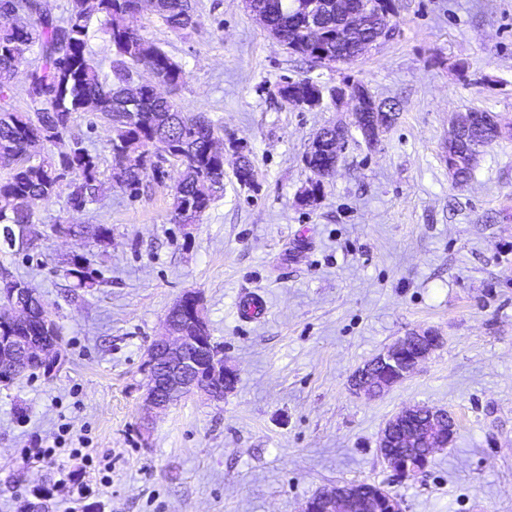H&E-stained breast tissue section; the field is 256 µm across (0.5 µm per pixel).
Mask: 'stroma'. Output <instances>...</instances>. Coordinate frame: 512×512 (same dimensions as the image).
<instances>
[{"instance_id": "35a3bbf8", "label": "stroma", "mask_w": 512, "mask_h": 512, "mask_svg": "<svg viewBox=\"0 0 512 512\" xmlns=\"http://www.w3.org/2000/svg\"><path fill=\"white\" fill-rule=\"evenodd\" d=\"M195 7L200 24L184 33L149 10L131 23L182 65L175 99L224 140V190L200 222L172 219L176 161L137 194L110 186L111 131L76 112L70 134L98 156L104 196L80 210L63 193L36 202L34 248L0 250L62 332L51 376L0 388V512L28 501L65 512L70 485L27 458L60 436L112 461L109 486L77 512H301L323 488L359 482L402 512H512V0H391L393 35L333 66L288 51L243 0ZM304 78L363 82L397 114L375 147L352 134L313 202L304 154L322 126L352 117L328 99L281 100V82ZM469 110L492 113L505 136L459 182L449 117ZM237 142L249 188L234 174ZM59 223L107 225L112 244L58 237ZM71 254L95 288L72 291ZM187 291L238 381L223 400L195 393L147 423L146 353ZM247 294L263 302L251 319ZM413 330L441 346L383 395L355 393V372ZM413 405L447 410L457 433L403 480L378 439Z\"/></svg>"}]
</instances>
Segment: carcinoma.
<instances>
[{
  "mask_svg": "<svg viewBox=\"0 0 512 512\" xmlns=\"http://www.w3.org/2000/svg\"><path fill=\"white\" fill-rule=\"evenodd\" d=\"M13 0H0V163L9 167L0 179V242L19 224L34 223L32 202L46 200L68 187V201L82 208L104 193L98 178V157L80 138L69 150L53 158L43 153L45 145L62 141L70 132L72 113L89 110L111 128L112 185L137 189L148 171L157 172L173 158L180 171L174 183L173 221L182 224L199 219L224 190V182L212 179L220 168L211 153L217 127L203 112H187L170 95L139 86L132 70L151 68L165 85L175 90L184 83L183 68L157 43L127 23L129 0H69L66 14L54 16L43 0H18L31 15L25 28L13 26L7 17ZM154 14L168 29L182 32L199 24L193 0H153ZM304 0H248L251 11L266 15L271 30L291 46L292 52L307 39L320 43L328 57L338 63L357 58V42L336 36V8L323 10L317 26H300ZM108 36L113 59L109 78L95 60L92 40L97 33ZM38 48L29 72L28 110L6 107L11 98L14 74L28 62L27 54ZM318 92L317 83L301 79L278 94L289 105L301 103ZM498 138L495 129L473 122L461 138L448 144V161L467 180L476 149H485ZM334 156L323 143L307 167L314 175L304 190V200H316L322 191L326 170ZM73 236L89 238L105 249L112 229L105 224L70 225ZM65 278L76 288H93L98 280L79 255L64 260Z\"/></svg>",
  "mask_w": 512,
  "mask_h": 512,
  "instance_id": "cac0c4a2",
  "label": "carcinoma"
}]
</instances>
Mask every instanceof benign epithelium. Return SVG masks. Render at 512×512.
<instances>
[{
  "instance_id": "1",
  "label": "benign epithelium",
  "mask_w": 512,
  "mask_h": 512,
  "mask_svg": "<svg viewBox=\"0 0 512 512\" xmlns=\"http://www.w3.org/2000/svg\"><path fill=\"white\" fill-rule=\"evenodd\" d=\"M373 4H359L355 0H336L338 34L342 40L359 39V50L375 44L378 37L364 31V17ZM336 104L352 103V126L369 147L376 146L387 125L390 108L378 100L366 87L356 82H344L329 89ZM31 294L25 284H17L7 274H0V386L28 371L34 364H59L60 340L50 333L54 320L51 309L43 304L38 316H33L23 299ZM193 293L184 294L171 307L166 318V335L149 347L146 361V405L163 411L186 395L200 391L212 399H221L234 389L236 371L224 362L214 348L203 316L202 303H195L190 314H185L186 300ZM38 320L43 327L40 336H11L1 324L11 327L28 326ZM440 337L430 332L412 331L398 338L377 354L353 379L356 390L378 396L392 385L402 381L417 369L439 345ZM456 433L452 415L441 409L413 407L395 415L383 429L378 447L387 464L402 478L416 474L414 467L401 461L395 448H407L413 454L431 461L438 450L448 447ZM376 495L365 499L368 512H379L385 503V512H401L400 503L393 495L375 489ZM358 493L353 485H334L323 489L307 500L302 512H352Z\"/></svg>"
}]
</instances>
